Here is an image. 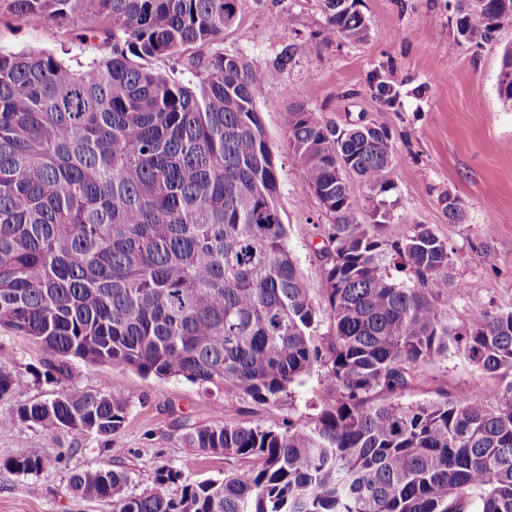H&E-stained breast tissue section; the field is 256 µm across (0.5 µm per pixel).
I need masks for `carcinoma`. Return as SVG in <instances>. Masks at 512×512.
Returning a JSON list of instances; mask_svg holds the SVG:
<instances>
[{
  "mask_svg": "<svg viewBox=\"0 0 512 512\" xmlns=\"http://www.w3.org/2000/svg\"><path fill=\"white\" fill-rule=\"evenodd\" d=\"M342 2L324 0L321 41L367 35L357 0ZM478 2L456 0V34L474 45L512 24V0ZM235 3L0 0L54 37L67 21L105 47L80 70L46 51L0 52V331L42 344L47 378L79 358L274 404L318 365L337 392L313 427L194 428L190 447L257 464L178 499L179 473L165 467L142 476L140 494L119 470L75 474L72 489L112 512H512V379L490 395L400 402L451 344L482 376L512 375V311L475 299L467 321H442L438 305L462 284L428 224L394 246L411 284L392 278L380 236L396 189L388 130L339 126L300 103L288 112V154L330 218L319 254L333 330L319 336L255 101L291 47L263 71L221 53L193 60L187 81L149 66L216 41ZM370 89L394 105L381 76ZM498 92L512 101L511 47ZM9 358L0 345V396L28 384ZM127 411L117 391L63 389L0 415V433L29 422L110 437ZM45 462L31 448L4 466L32 474Z\"/></svg>",
  "mask_w": 512,
  "mask_h": 512,
  "instance_id": "carcinoma-1",
  "label": "carcinoma"
}]
</instances>
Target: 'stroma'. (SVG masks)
Returning <instances> with one entry per match:
<instances>
[{"instance_id": "stroma-1", "label": "stroma", "mask_w": 512, "mask_h": 512, "mask_svg": "<svg viewBox=\"0 0 512 512\" xmlns=\"http://www.w3.org/2000/svg\"><path fill=\"white\" fill-rule=\"evenodd\" d=\"M368 20L359 41L321 42L326 25L323 0H238L234 21L217 42L186 50L180 63L153 61V68L187 79L192 58L214 52L243 58L253 69L273 67L283 48L293 57L277 81L261 87L256 105L266 140L278 159V206L289 226L288 247L298 261L320 308L319 332L332 331L325 301L324 263L318 255L327 221L318 199L300 180L286 148V119L292 105L306 104L319 117L348 124L385 126L396 149L397 188L392 218L383 237L403 240L416 225H431L455 258L462 288L452 304L441 306L445 321L457 324L470 314L472 299L491 309L512 311V105L498 93L501 58L512 46V25L482 48L457 39L448 0H359ZM284 14L287 30L276 31L271 17ZM44 50L72 68L100 53L95 43L75 39L63 25L56 39L0 8V51ZM385 74L398 93L393 106L372 95L368 80ZM456 195L464 223H449L438 202L441 192ZM13 369L28 375L26 387L0 397V414L21 404L51 398L62 388L109 393L120 389L128 402L122 428L105 439L67 430L46 432L30 423L0 435V512H112L107 503L74 493L72 474L97 469L125 471L130 489L141 493L142 475L166 466L178 471L172 496L204 480L251 467L248 459L227 458L188 447L186 433L199 426L232 421L276 429L284 424L311 427L336 402L328 370L314 367L288 388L277 403H264L227 391L204 393L185 379H159L127 369L72 358L58 380L40 378L49 355L35 341L0 335ZM477 368L456 350L422 368L402 400L422 403L480 389ZM42 448L48 462L33 474L2 467V460Z\"/></svg>"}]
</instances>
